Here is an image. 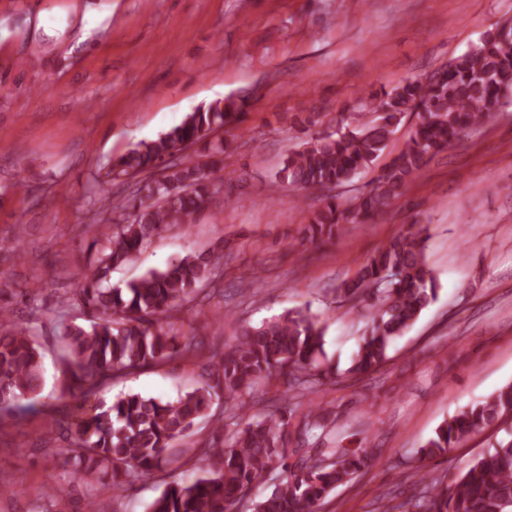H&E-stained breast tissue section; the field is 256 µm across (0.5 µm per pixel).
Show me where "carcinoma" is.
I'll list each match as a JSON object with an SVG mask.
<instances>
[{
    "label": "carcinoma",
    "instance_id": "obj_1",
    "mask_svg": "<svg viewBox=\"0 0 512 512\" xmlns=\"http://www.w3.org/2000/svg\"><path fill=\"white\" fill-rule=\"evenodd\" d=\"M511 98L512 29H496L427 77L373 96L375 106L357 113L361 128H340L334 137L306 142L285 160L271 192L285 185L325 191L301 237L324 243L343 224L382 218L431 158L493 118ZM245 102L217 100L190 112L163 135L113 159L105 176L93 178L94 204L115 180L132 181L133 190L97 214V234L89 245L96 251L93 267L65 297L89 317L87 326L66 327L59 357L62 393L79 400L73 413L76 445L69 456L76 474L89 485L108 477L114 490L155 478L175 464L190 465L193 457L177 441L209 414L214 402L224 401L229 419L215 421L224 447L198 449L208 460L206 474L165 483L145 512H231L273 468L288 472V479L256 502L253 512H319L338 486L369 466L373 454L365 447L340 445L336 412L328 407L292 402L277 414L250 417L245 395L273 377L291 392H314L336 385L344 375L369 374L438 295L422 231L397 235L336 289L338 306L370 312L345 370L325 352L324 324L309 309L294 308L259 326L241 327L224 353L213 356L205 382L192 392L174 400L138 393L105 400L101 390L113 378L202 348V341L176 329L172 318L209 297L219 258L187 254L123 288L112 286L111 274L165 229L190 228L203 205L224 192L232 173L224 172L228 145L217 133L241 121ZM407 114L417 121L403 148L373 186L339 202L334 191L353 185L375 166ZM159 171L163 178L157 180ZM10 315L0 306L1 405L31 402L44 380L34 330L15 324ZM506 416H512V384L450 416L417 450L423 476L436 459ZM407 512H512V438L477 458L452 488L431 480Z\"/></svg>",
    "mask_w": 512,
    "mask_h": 512
}]
</instances>
